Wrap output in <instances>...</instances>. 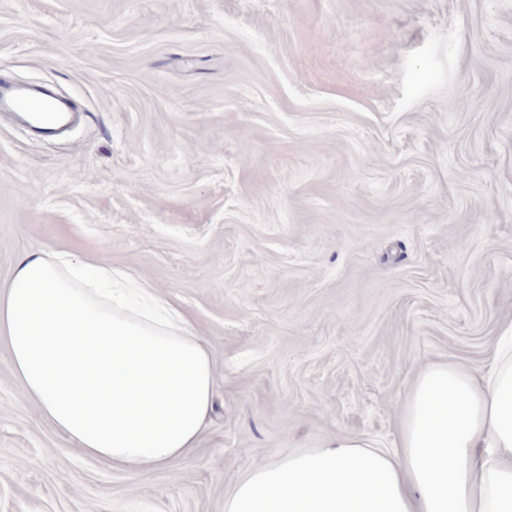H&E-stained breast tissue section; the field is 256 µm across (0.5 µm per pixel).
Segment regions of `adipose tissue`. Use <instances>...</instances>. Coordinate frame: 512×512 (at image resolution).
<instances>
[{
    "label": "adipose tissue",
    "mask_w": 512,
    "mask_h": 512,
    "mask_svg": "<svg viewBox=\"0 0 512 512\" xmlns=\"http://www.w3.org/2000/svg\"><path fill=\"white\" fill-rule=\"evenodd\" d=\"M0 342L23 397L83 455L153 472L187 458L214 407L210 342L145 282L52 248L0 284ZM224 512H512V327L485 369L430 363L394 447L342 437L276 453Z\"/></svg>",
    "instance_id": "ef3b65f1"
}]
</instances>
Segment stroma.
Returning <instances> with one entry per match:
<instances>
[{
  "label": "stroma",
  "mask_w": 512,
  "mask_h": 512,
  "mask_svg": "<svg viewBox=\"0 0 512 512\" xmlns=\"http://www.w3.org/2000/svg\"><path fill=\"white\" fill-rule=\"evenodd\" d=\"M0 282L47 247L181 306L214 346L197 447L85 457L0 347V512H224L277 452L392 446L416 374L512 326V0H0ZM0 112L28 113L40 122H55L59 112L55 102L40 95L6 93L0 89Z\"/></svg>",
  "instance_id": "35a3bbf8"
}]
</instances>
